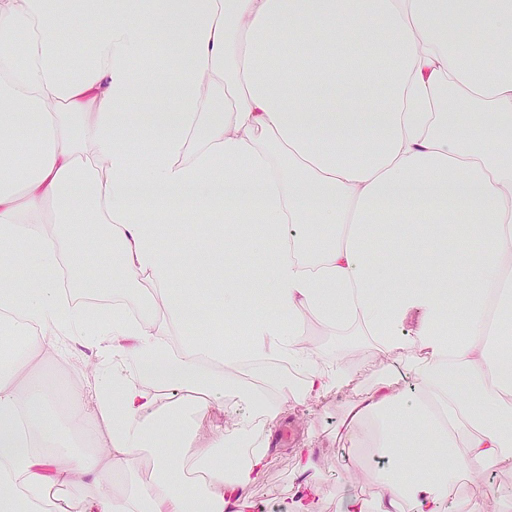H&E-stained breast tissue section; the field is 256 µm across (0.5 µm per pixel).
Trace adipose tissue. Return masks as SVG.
<instances>
[{
  "instance_id": "obj_1",
  "label": "adipose tissue",
  "mask_w": 512,
  "mask_h": 512,
  "mask_svg": "<svg viewBox=\"0 0 512 512\" xmlns=\"http://www.w3.org/2000/svg\"><path fill=\"white\" fill-rule=\"evenodd\" d=\"M77 5L95 47L86 61L61 53ZM148 26L189 65L164 76ZM374 39L387 52L371 70ZM275 40L296 48L289 70L274 64ZM344 69L381 88L370 109L329 96ZM144 84L165 86V105L133 136L127 109ZM450 88L476 106L472 124L442 112ZM24 127L36 138L21 140ZM175 217L210 249L161 234ZM257 227L270 263L198 316L172 287L176 258L208 270ZM28 259L51 275L23 290ZM101 261L150 283L136 318L97 324L64 300L66 287L107 290L53 270ZM308 315L363 326L417 385L407 398L383 369L341 417L349 447L379 453L387 491L344 512L406 500L446 512L461 476L479 485L512 455V0H0V317L13 321L0 338V512H68L72 500L82 512H247L268 458L241 452L251 418L227 415L202 455L184 449L225 392L257 397L230 372L240 359L224 352L226 325L243 326L250 360L303 375L265 399L266 425L289 399L320 409L349 384L346 367L326 371L304 347ZM66 336L101 349L105 368L93 387H69L65 427L34 359ZM82 434L94 448L79 456ZM144 453L155 478L112 493Z\"/></svg>"
}]
</instances>
